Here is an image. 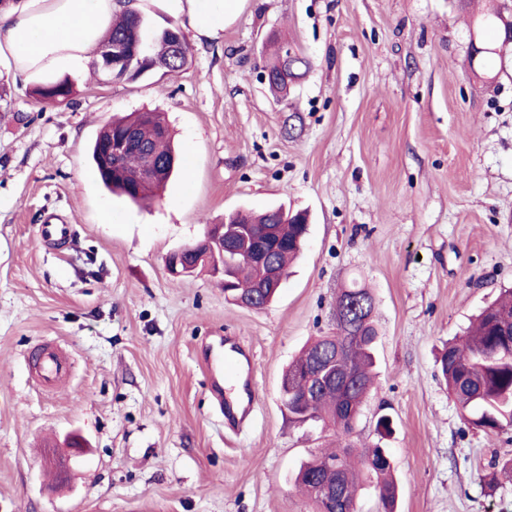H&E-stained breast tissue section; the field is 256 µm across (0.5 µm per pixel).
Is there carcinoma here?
Returning <instances> with one entry per match:
<instances>
[{"instance_id": "obj_1", "label": "carcinoma", "mask_w": 512, "mask_h": 512, "mask_svg": "<svg viewBox=\"0 0 512 512\" xmlns=\"http://www.w3.org/2000/svg\"><path fill=\"white\" fill-rule=\"evenodd\" d=\"M145 25V16L139 13H122L113 18L112 29L102 41L104 45L120 46L113 59L112 78L135 80L156 66L166 73L182 69V65L171 63L173 39L180 30L166 28L148 40L143 33ZM72 93L73 88L65 79L45 81L34 88L41 101L51 97L56 104L69 101ZM127 128L137 130L141 145L126 150L114 164L112 137ZM92 158L107 188L138 203L150 200L171 173L143 186L138 193L129 189L124 172L153 168L175 160L176 156L161 115L136 113L100 130L92 146ZM240 224L269 225L275 230L278 270L288 275V263L302 247L306 225L284 218L281 206L261 214L238 210L228 216L224 238L237 237ZM217 259L224 265V277L234 281L242 293L257 294L252 301L254 307H264L275 297L271 289L264 287L270 277L266 266L246 259L243 253L227 246L217 253ZM352 290L366 300L365 321L355 329L338 322L336 335L314 339L288 365L281 389L284 406L296 422L320 421L323 427L344 439L350 437L373 387L378 339L373 295L365 288L354 286ZM320 346L329 349L328 360L336 364V382L319 388L313 412L309 414L303 399L315 374L312 353ZM439 364L448 393L466 422L487 433L512 426V289L504 291L480 314L473 333L448 344L441 352ZM350 448L348 443L340 449L315 454L300 466L295 482L310 500L313 512H350L355 507V492L367 473L376 477V490L384 512H395L398 484L389 450L376 445L356 458ZM333 459L336 460L334 469L327 466ZM323 484L336 487V499L330 502L322 499L319 486Z\"/></svg>"}]
</instances>
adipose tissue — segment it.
Here are the masks:
<instances>
[{
    "mask_svg": "<svg viewBox=\"0 0 512 512\" xmlns=\"http://www.w3.org/2000/svg\"><path fill=\"white\" fill-rule=\"evenodd\" d=\"M241 0H166L167 8L195 35L218 37ZM138 0H28L0 10L6 24L0 54H9L21 73L40 76L81 69L112 23L114 14L142 11Z\"/></svg>",
    "mask_w": 512,
    "mask_h": 512,
    "instance_id": "adipose-tissue-1",
    "label": "adipose tissue"
}]
</instances>
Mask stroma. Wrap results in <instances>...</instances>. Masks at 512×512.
<instances>
[{
    "label": "stroma",
    "instance_id": "stroma-1",
    "mask_svg": "<svg viewBox=\"0 0 512 512\" xmlns=\"http://www.w3.org/2000/svg\"><path fill=\"white\" fill-rule=\"evenodd\" d=\"M486 4L242 0L219 37L186 32L179 73H72L62 105L0 58V512H311L293 476L331 436L292 421L279 383L355 283L379 339L350 441L390 450L396 512H512V427L468 424L437 365L512 288V44L485 54ZM273 38L309 63L279 98ZM145 111L182 166L137 205L102 186L89 147ZM278 205L308 212L309 233L266 308L228 301L223 275L168 273L207 224ZM52 213L67 238H40ZM225 335L253 355L235 432L199 362ZM45 343L70 365L51 387L31 364Z\"/></svg>",
    "mask_w": 512,
    "mask_h": 512
}]
</instances>
